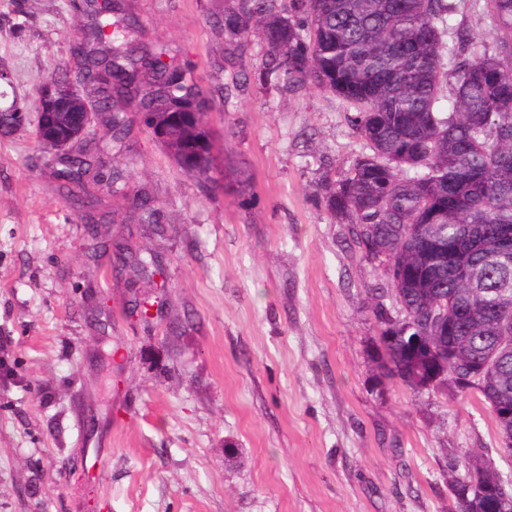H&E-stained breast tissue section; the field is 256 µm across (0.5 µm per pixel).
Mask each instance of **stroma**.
<instances>
[{
	"instance_id": "obj_1",
	"label": "stroma",
	"mask_w": 512,
	"mask_h": 512,
	"mask_svg": "<svg viewBox=\"0 0 512 512\" xmlns=\"http://www.w3.org/2000/svg\"><path fill=\"white\" fill-rule=\"evenodd\" d=\"M233 3L130 0L143 41L230 92L213 193L141 121L106 157L163 214L146 235L111 198L109 235L161 258L150 320L33 133L0 138V512H453L470 456L512 472L478 392L377 377L392 297L321 190L364 142L336 95L243 84L258 38L232 54L211 23ZM78 23L69 0H0V106L32 104Z\"/></svg>"
}]
</instances>
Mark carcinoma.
Masks as SVG:
<instances>
[{
    "label": "carcinoma",
    "mask_w": 512,
    "mask_h": 512,
    "mask_svg": "<svg viewBox=\"0 0 512 512\" xmlns=\"http://www.w3.org/2000/svg\"><path fill=\"white\" fill-rule=\"evenodd\" d=\"M461 0H237L220 23L230 42L258 35L264 86L296 92L312 86L341 97L364 141L347 176L326 187L333 216L352 225L355 243L380 259L396 316L376 311L381 326L378 369L414 389L429 375L432 388L448 382L481 392L490 410L512 404V0H483L494 46L456 22ZM82 37L75 67L53 77L83 85L96 100L109 139L87 142L81 157L62 156L52 172L58 194L79 198L94 224L111 221L94 187L128 198L122 170L104 167L99 153H122L135 106L144 125L166 127L162 143L177 165L215 182L218 132L205 120L196 131L184 113L224 98V87L202 88L190 70L163 62L165 52L136 38L131 11L111 0H72ZM27 123V108L0 111V137ZM69 113L43 115L36 139L72 136ZM143 224L161 222L143 192L131 197ZM112 243L136 281L156 287V253ZM496 362L472 383L471 367ZM477 493L455 495L456 512H491L498 495L512 498V479L488 467L462 477Z\"/></svg>",
    "instance_id": "1"
}]
</instances>
